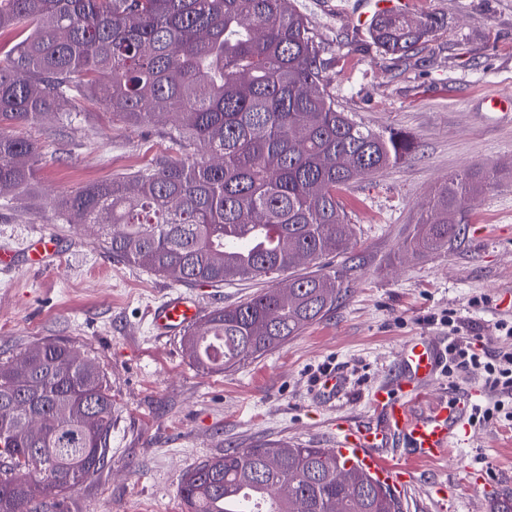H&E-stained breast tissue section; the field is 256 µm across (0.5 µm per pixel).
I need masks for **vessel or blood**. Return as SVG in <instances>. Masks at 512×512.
I'll list each match as a JSON object with an SVG mask.
<instances>
[{
	"mask_svg": "<svg viewBox=\"0 0 512 512\" xmlns=\"http://www.w3.org/2000/svg\"><path fill=\"white\" fill-rule=\"evenodd\" d=\"M29 264L53 269L60 255L56 236L39 234L29 239L24 248ZM203 317V307L196 297L170 295L152 308L151 325L157 335L181 333L196 326ZM441 346L432 339L418 337L405 347L402 367L404 376L396 388H378L372 404L381 416L377 425L345 424L336 440L337 456L376 475L390 485L404 487L411 482V467L390 462L380 450L388 432L401 434L420 451L422 461L448 457L452 441L460 434L464 411L438 405L429 413L417 410L427 396V384L434 379L444 360Z\"/></svg>",
	"mask_w": 512,
	"mask_h": 512,
	"instance_id": "b4317fda",
	"label": "vessel or blood"
}]
</instances>
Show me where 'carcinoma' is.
Returning a JSON list of instances; mask_svg holds the SVG:
<instances>
[{
	"mask_svg": "<svg viewBox=\"0 0 512 512\" xmlns=\"http://www.w3.org/2000/svg\"><path fill=\"white\" fill-rule=\"evenodd\" d=\"M438 24L383 12L368 36L405 58ZM12 29L20 40L0 58V198L28 189L41 157L18 125L63 123L81 99L132 126L166 118L182 157L62 194L53 209L98 225L113 259L180 285L293 273L188 330L197 369L236 371L336 306L347 271L305 266L350 248L343 195L355 171L375 174L414 142L338 110L321 45L290 0H0V31ZM493 179L482 168L450 175L404 249L435 253L460 239ZM30 414L40 428L26 426ZM111 437L112 387L75 346L49 340L0 361V512L60 504L106 467ZM243 489L251 512H403L390 485L334 449L280 441L226 450L180 483L185 512H228Z\"/></svg>",
	"mask_w": 512,
	"mask_h": 512,
	"instance_id": "carcinoma-1",
	"label": "carcinoma"
}]
</instances>
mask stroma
Returning a JSON list of instances; mask_svg holds the SVG:
<instances>
[{"label":"stroma","mask_w":512,"mask_h":512,"mask_svg":"<svg viewBox=\"0 0 512 512\" xmlns=\"http://www.w3.org/2000/svg\"><path fill=\"white\" fill-rule=\"evenodd\" d=\"M417 15L443 19L431 41L397 58L364 42L367 0H294L326 47L330 90L340 109L376 131H400L411 156L375 175L356 177L344 196L356 226L346 254L347 293L335 310L284 347L223 374L205 373L186 356L180 335L159 336L147 317L167 295H198L205 310L230 307L287 274L221 286L179 287L138 266L114 262L96 227L67 224L50 208L62 193L178 157L167 124L133 127L107 109L81 102L71 124L16 127L42 147L36 179L9 203L0 201V248L54 234L62 254L44 271L26 262L0 274V359L47 339L78 346L112 386L108 466L64 499L61 512H184L182 476L229 448L282 441L305 448L336 445V423L375 418L371 394L392 383L411 339L449 345L456 318L474 350L512 355V0H409ZM496 169L476 197L468 228L452 250L415 255L402 247L412 224L449 175ZM341 377L328 398L319 381ZM474 395L500 404L495 420H469L447 460L416 461L393 439V459L415 464L402 492L403 512H441L445 486L452 512H497L512 494V389L483 371L448 359L430 384L432 401ZM481 474L472 486L471 473Z\"/></svg>","instance_id":"obj_1"}]
</instances>
